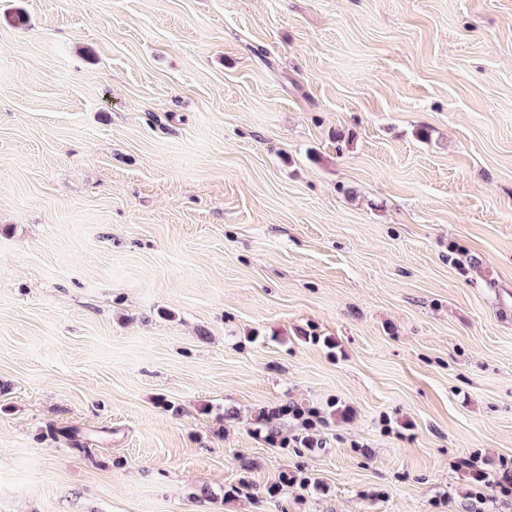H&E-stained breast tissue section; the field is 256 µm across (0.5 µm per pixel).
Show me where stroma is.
Returning <instances> with one entry per match:
<instances>
[{
	"mask_svg": "<svg viewBox=\"0 0 512 512\" xmlns=\"http://www.w3.org/2000/svg\"><path fill=\"white\" fill-rule=\"evenodd\" d=\"M510 474L512 0H0V512Z\"/></svg>",
	"mask_w": 512,
	"mask_h": 512,
	"instance_id": "obj_1",
	"label": "stroma"
}]
</instances>
